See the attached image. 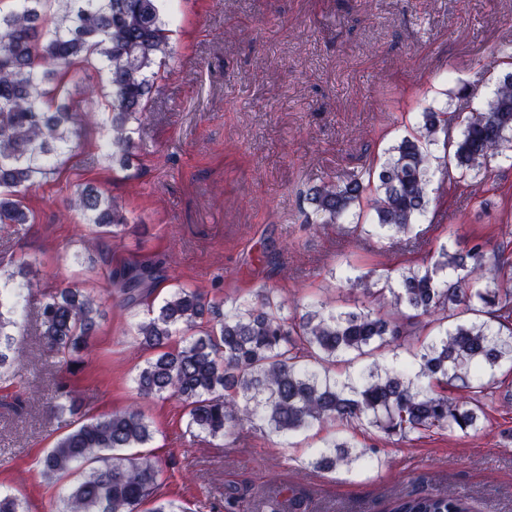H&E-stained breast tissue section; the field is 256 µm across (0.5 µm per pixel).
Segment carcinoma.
Wrapping results in <instances>:
<instances>
[{"mask_svg":"<svg viewBox=\"0 0 512 512\" xmlns=\"http://www.w3.org/2000/svg\"><path fill=\"white\" fill-rule=\"evenodd\" d=\"M169 0H13L0 10V224H28L27 192L53 175L74 151L75 124L90 89L65 87L71 67L95 61L107 76L112 166L126 171L138 159L136 135L170 51ZM455 114L427 109L417 126L345 180H324L305 194L307 224H340L367 201L372 227L398 236L428 209L433 157L443 137V180L448 191L475 195L491 160L512 151V71L502 74L485 108L470 113L459 137ZM68 209L96 232L128 223L117 200L86 185ZM32 262L0 264V382L16 375L15 330L27 296L39 288ZM165 272L162 259L110 272L128 305L145 304L148 318L136 336L155 351L139 371L140 394L175 396L188 410V427L213 438L243 424L290 437L327 421L363 423L402 437L432 427L478 429L489 380L512 370V259L505 250L474 243L446 250L433 262L375 281L346 279L375 305L342 311L321 301L288 313L277 291L257 301L220 304L180 288L155 306L150 297ZM465 314L475 320L462 319ZM99 301L77 286L44 293L40 308L46 349L65 364L89 348L98 330ZM436 333L402 368L372 362L345 379L332 374L386 348H399L425 328ZM465 396H448V388ZM154 430L138 409L115 410L77 422L39 459L42 474L60 485L54 512H186L157 491L163 469L148 456L126 453L152 441ZM348 443L328 440L314 459L334 471L361 459ZM0 512H26L15 495L0 494ZM390 512H470L454 494L401 498Z\"/></svg>","mask_w":512,"mask_h":512,"instance_id":"obj_1","label":"carcinoma"}]
</instances>
